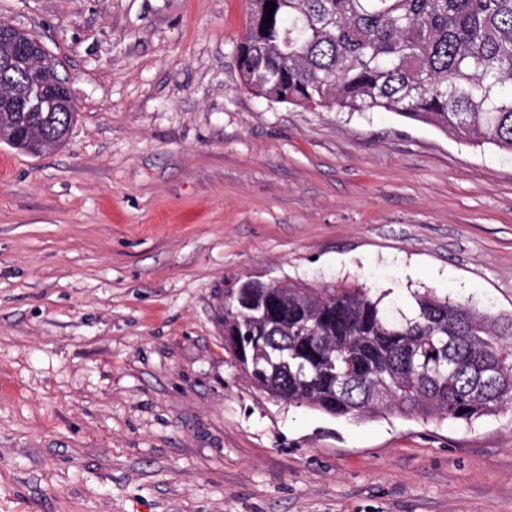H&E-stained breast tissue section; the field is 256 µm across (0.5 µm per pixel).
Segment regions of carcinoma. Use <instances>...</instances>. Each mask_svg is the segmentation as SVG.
<instances>
[{"instance_id":"obj_1","label":"carcinoma","mask_w":512,"mask_h":512,"mask_svg":"<svg viewBox=\"0 0 512 512\" xmlns=\"http://www.w3.org/2000/svg\"><path fill=\"white\" fill-rule=\"evenodd\" d=\"M13 60L1 40L0 100L23 87L38 111H1L0 141L19 150L25 131L62 145L74 113ZM236 62L269 102L394 112L512 154V0H247ZM387 296L248 279L224 291V346L274 401L333 418L468 425L512 409V317L431 291L405 312Z\"/></svg>"}]
</instances>
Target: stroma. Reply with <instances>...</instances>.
<instances>
[{
  "instance_id": "obj_1",
  "label": "stroma",
  "mask_w": 512,
  "mask_h": 512,
  "mask_svg": "<svg viewBox=\"0 0 512 512\" xmlns=\"http://www.w3.org/2000/svg\"><path fill=\"white\" fill-rule=\"evenodd\" d=\"M246 0H0L69 81L63 146L0 143V512H512V411L273 401L238 282L426 290L512 315V155L256 97Z\"/></svg>"
}]
</instances>
